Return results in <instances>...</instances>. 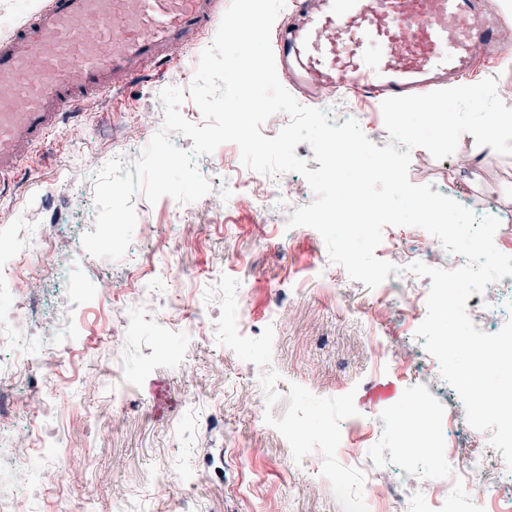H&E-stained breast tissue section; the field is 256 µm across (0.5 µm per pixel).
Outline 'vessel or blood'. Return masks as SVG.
<instances>
[{"label": "vessel or blood", "instance_id": "obj_1", "mask_svg": "<svg viewBox=\"0 0 512 512\" xmlns=\"http://www.w3.org/2000/svg\"><path fill=\"white\" fill-rule=\"evenodd\" d=\"M218 0H48L0 42V188L88 97L179 60ZM274 57L287 83L377 100L426 94L512 50L493 0H292Z\"/></svg>", "mask_w": 512, "mask_h": 512}]
</instances>
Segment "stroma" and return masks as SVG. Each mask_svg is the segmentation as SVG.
<instances>
[{
  "label": "stroma",
  "mask_w": 512,
  "mask_h": 512,
  "mask_svg": "<svg viewBox=\"0 0 512 512\" xmlns=\"http://www.w3.org/2000/svg\"><path fill=\"white\" fill-rule=\"evenodd\" d=\"M210 38L165 69H149L118 94L87 99L66 116L53 141L33 151L9 188L0 192V230L53 224L66 277L29 265L26 274L44 300L69 309L75 289L110 280L131 287L135 259L154 251L173 276L160 298H182L181 332L172 357L154 352V324L123 345L132 387L123 403L99 388L112 356L103 338L105 309L83 313L84 341L69 367L43 358L30 394L46 390L45 375L78 376L68 404L69 448L58 466L35 460L45 497L39 512H140L150 495L153 512H346L337 485L374 484L376 512H427V493L447 483L448 464L490 456L485 478L512 497V468L493 461L492 434L472 428L456 391L430 362L424 338L405 302L382 295L344 271L321 275L330 260L322 236L288 227L290 211L276 205L256 212L221 195L190 205L183 231H173L169 197L137 215L120 260H74L70 245L93 230L95 181L113 152L136 162L164 124L160 93L189 90ZM330 124L355 119L385 146L380 104L355 92L338 103L316 100ZM408 176L477 216L495 209L494 242L512 253V155H501L462 135L456 151L438 160L418 149ZM284 303L271 324L274 297ZM389 342L402 365L380 360L377 340ZM422 397L434 412V452L407 443L395 412ZM337 446L318 448L323 435ZM456 457H449V449Z\"/></svg>",
  "instance_id": "obj_1"
}]
</instances>
